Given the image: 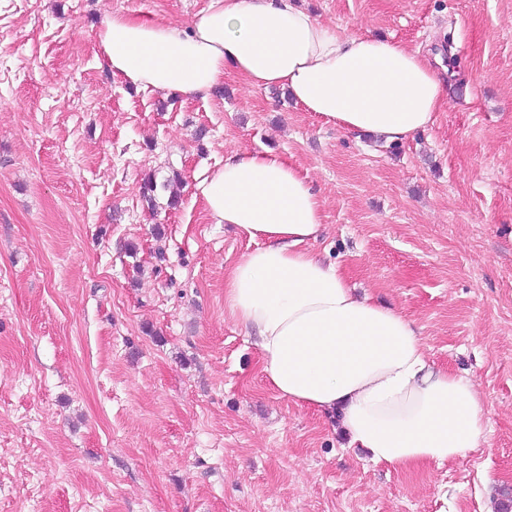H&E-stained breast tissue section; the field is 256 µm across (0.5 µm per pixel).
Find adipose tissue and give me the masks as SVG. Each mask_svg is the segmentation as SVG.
Instances as JSON below:
<instances>
[{
    "instance_id": "ef3b65f1",
    "label": "adipose tissue",
    "mask_w": 512,
    "mask_h": 512,
    "mask_svg": "<svg viewBox=\"0 0 512 512\" xmlns=\"http://www.w3.org/2000/svg\"><path fill=\"white\" fill-rule=\"evenodd\" d=\"M100 41L106 67L136 87L205 98L230 72L286 89L357 138H412L445 93L420 52L325 25L296 0H211L185 30L116 13ZM197 192L214 223L258 242L226 278L224 307L254 336L281 397L336 415L349 447L376 463L441 464L486 442L473 384L437 368L409 319L310 250L323 203L296 167L269 151L234 153Z\"/></svg>"
}]
</instances>
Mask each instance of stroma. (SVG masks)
I'll use <instances>...</instances> for the list:
<instances>
[{
  "instance_id": "stroma-1",
  "label": "stroma",
  "mask_w": 512,
  "mask_h": 512,
  "mask_svg": "<svg viewBox=\"0 0 512 512\" xmlns=\"http://www.w3.org/2000/svg\"><path fill=\"white\" fill-rule=\"evenodd\" d=\"M299 2L449 67L432 125L357 139L231 73L203 100L104 65L113 12L185 29L210 0H0V512H499L512 497V0ZM265 149L324 200L311 250L474 385L486 444L375 464L267 382L224 313L255 244L196 196L226 154Z\"/></svg>"
}]
</instances>
